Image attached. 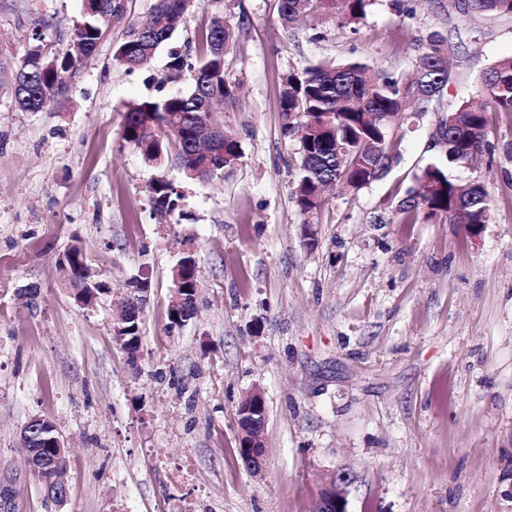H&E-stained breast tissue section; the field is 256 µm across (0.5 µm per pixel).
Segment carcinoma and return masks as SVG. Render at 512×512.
<instances>
[{
  "mask_svg": "<svg viewBox=\"0 0 512 512\" xmlns=\"http://www.w3.org/2000/svg\"><path fill=\"white\" fill-rule=\"evenodd\" d=\"M156 13L129 27L113 46L112 62L127 73L143 71L158 49L187 19L192 0H161ZM287 28L309 17L330 19L355 34L374 0H278ZM128 0H82L80 20L65 49H51L35 35L23 63L13 68L0 61V89H10L24 112H39L66 89V82L103 38L127 15ZM466 16L512 18V0H452L441 8ZM234 32L218 14L210 19L195 50L172 49L166 78L190 74L189 92L147 96L126 111L123 139L140 150L156 171L148 187L153 213L164 218L181 211L180 185L165 174L176 167L188 179L206 183L224 179L242 158L238 141L224 136L211 146L212 132L223 127L215 104L237 99L240 83L226 68ZM416 58L405 70H387L374 61L346 59L307 61L291 67L280 97L282 133L299 141L293 196L301 215L319 211L325 189L356 194L385 177L401 157L406 135L419 118L437 116L429 148L432 158L413 174V184L389 202L399 224H463L474 234L491 219L492 204L482 181L471 174L473 161L493 157L491 114H512V56L486 68L470 97L444 106L457 80L449 63L455 56L448 34L431 30L415 39ZM55 449L40 450L41 485L52 476Z\"/></svg>",
  "mask_w": 512,
  "mask_h": 512,
  "instance_id": "cac0c4a2",
  "label": "carcinoma"
}]
</instances>
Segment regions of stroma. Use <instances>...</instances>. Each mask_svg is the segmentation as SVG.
<instances>
[{
	"label": "stroma",
	"instance_id": "1",
	"mask_svg": "<svg viewBox=\"0 0 512 512\" xmlns=\"http://www.w3.org/2000/svg\"><path fill=\"white\" fill-rule=\"evenodd\" d=\"M153 2L129 0L127 24L54 105L21 112L0 90V477L16 479L15 512H311L340 469L353 477L349 512H512V115H493L495 161L475 171L492 218L474 236L370 221L429 159L433 117L384 179L329 195L306 219L292 194L299 144L282 136L280 112L289 67L353 56L400 70L434 28L458 47L455 104L512 55V19L413 0L401 28L378 0L359 34L327 20L314 41L283 29L278 0H194L170 44L195 41L216 14L233 29L226 65L242 92L222 118L243 157L224 182L182 180L184 214L161 222L125 113L191 79L166 81L164 49L140 73L112 63ZM79 11L80 0H0V55L20 60L37 32L68 47ZM75 243L109 286L89 305L59 266ZM189 250L197 314L174 327L173 269ZM136 275L150 297L132 356L112 320ZM255 391L267 406L256 474L236 451V409ZM33 418L67 448L63 502L27 470L19 439Z\"/></svg>",
	"mask_w": 512,
	"mask_h": 512
}]
</instances>
